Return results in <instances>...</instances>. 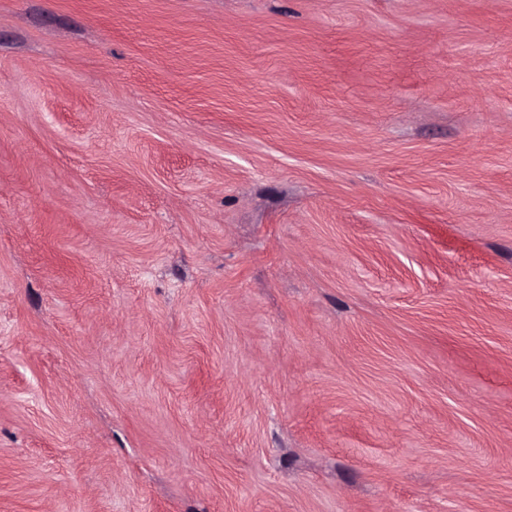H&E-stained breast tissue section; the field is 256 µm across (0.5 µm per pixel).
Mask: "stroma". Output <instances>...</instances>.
<instances>
[{
	"mask_svg": "<svg viewBox=\"0 0 512 512\" xmlns=\"http://www.w3.org/2000/svg\"><path fill=\"white\" fill-rule=\"evenodd\" d=\"M0 512H512V0H0Z\"/></svg>",
	"mask_w": 512,
	"mask_h": 512,
	"instance_id": "1",
	"label": "stroma"
}]
</instances>
